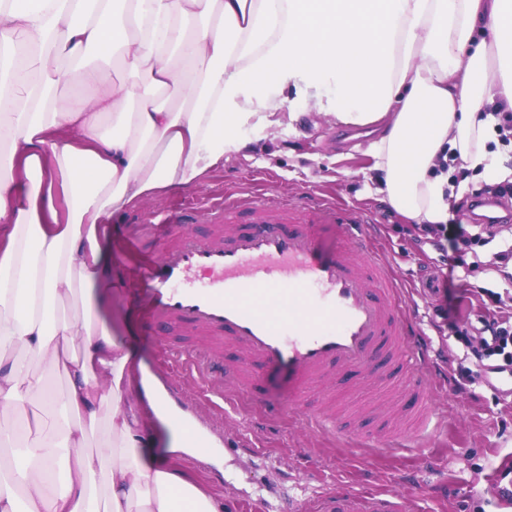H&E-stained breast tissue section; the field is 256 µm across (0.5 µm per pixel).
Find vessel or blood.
Returning <instances> with one entry per match:
<instances>
[{
  "label": "vessel or blood",
  "instance_id": "b4317fda",
  "mask_svg": "<svg viewBox=\"0 0 512 512\" xmlns=\"http://www.w3.org/2000/svg\"><path fill=\"white\" fill-rule=\"evenodd\" d=\"M255 224L237 225L241 210ZM339 224L340 244L323 255L312 227ZM372 227L337 217L326 201L228 200L223 223L204 236L163 231L160 257L145 256L132 281L140 313L171 334L170 353L194 367L203 382L220 377L237 394L258 398V369L287 371L285 403L266 407L276 419L299 411L312 432L340 427L331 402L311 396L344 381L348 392L388 386L398 412L417 420L413 442L435 437L442 424L428 405L423 380L433 368L431 348L408 309L400 282L369 250ZM394 413L368 411V446L394 447ZM311 512H410L403 498L360 492L341 481L312 492Z\"/></svg>",
  "mask_w": 512,
  "mask_h": 512
}]
</instances>
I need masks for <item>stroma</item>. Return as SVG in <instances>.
Instances as JSON below:
<instances>
[{"mask_svg": "<svg viewBox=\"0 0 512 512\" xmlns=\"http://www.w3.org/2000/svg\"><path fill=\"white\" fill-rule=\"evenodd\" d=\"M277 94L285 111L294 113L292 124L253 130L249 145L225 158L223 168L200 184L171 187L162 198L112 215V278L120 286L112 291L110 307L135 360L155 374L164 372V346L153 329L141 325L126 289L136 267L126 252L130 237L148 224L178 227L189 203L205 207L193 226L203 234L223 223L225 199L318 193L339 207L376 215L385 257L400 275L438 361L455 377L467 376L460 332L486 316L490 293L501 296V317L512 326V259L499 257L512 248V229L463 252L437 245L423 225L410 223L377 192L369 145L383 132L384 122L372 124L365 136L298 98L294 89L284 87ZM434 278L441 282L436 290L428 286ZM185 394L188 407L223 436L222 454L197 474L223 500L224 512H275L287 496L306 501L317 478L388 490L415 501L420 512H512L492 497L501 469L512 466V397L502 393L499 374L477 377L451 396L433 391V400L448 407L444 424L431 447L401 456L380 452L368 457L355 438H321L286 421L258 429L251 423L258 405L233 398L213 410L194 383L187 384ZM244 439L254 452L242 449ZM411 470L418 479L413 486L403 482Z\"/></svg>", "mask_w": 512, "mask_h": 512, "instance_id": "35a3bbf8", "label": "stroma"}]
</instances>
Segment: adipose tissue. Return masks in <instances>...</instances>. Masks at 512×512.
<instances>
[{
    "label": "adipose tissue",
    "mask_w": 512,
    "mask_h": 512,
    "mask_svg": "<svg viewBox=\"0 0 512 512\" xmlns=\"http://www.w3.org/2000/svg\"><path fill=\"white\" fill-rule=\"evenodd\" d=\"M6 50L17 57L0 64V403L42 413L0 428L15 450L0 512H222L178 464L196 425H175L161 379L114 334L106 221L223 167L272 125L277 88L343 125L389 117L370 145L378 192L413 223H447L460 195L448 157L512 178L499 130L512 112V0H0ZM117 62L130 80H113ZM64 74L94 97L57 94Z\"/></svg>",
    "instance_id": "1"
}]
</instances>
